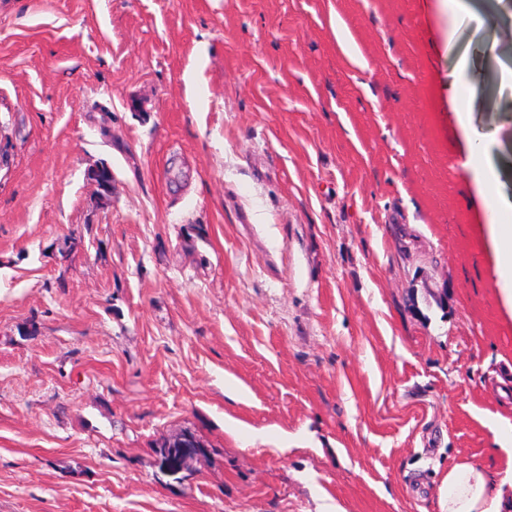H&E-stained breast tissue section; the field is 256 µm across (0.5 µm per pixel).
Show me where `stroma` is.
Listing matches in <instances>:
<instances>
[{
    "instance_id": "stroma-1",
    "label": "stroma",
    "mask_w": 512,
    "mask_h": 512,
    "mask_svg": "<svg viewBox=\"0 0 512 512\" xmlns=\"http://www.w3.org/2000/svg\"><path fill=\"white\" fill-rule=\"evenodd\" d=\"M498 21L0 0V512H439L497 468L512 312L449 85L512 62ZM477 98L512 195V86ZM495 52V44H483L480 51L464 54L461 58L460 67L473 76H479L489 59L495 56ZM204 451V447L192 433H184L171 440H165L154 447L152 465L164 475L175 476L189 470V462Z\"/></svg>"
}]
</instances>
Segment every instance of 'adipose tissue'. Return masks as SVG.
<instances>
[{
  "label": "adipose tissue",
  "mask_w": 512,
  "mask_h": 512,
  "mask_svg": "<svg viewBox=\"0 0 512 512\" xmlns=\"http://www.w3.org/2000/svg\"><path fill=\"white\" fill-rule=\"evenodd\" d=\"M470 103H463L459 121L469 144L468 167L475 190L493 215L489 238L497 259L500 291L505 306L512 308V199L501 194L499 175L490 143L474 132L469 122ZM495 442L505 455V467L491 470L462 460L448 469L443 480L441 512H512V424L498 430Z\"/></svg>",
  "instance_id": "adipose-tissue-1"
}]
</instances>
